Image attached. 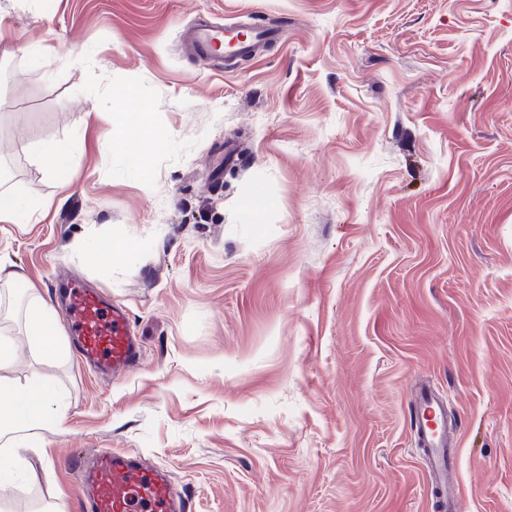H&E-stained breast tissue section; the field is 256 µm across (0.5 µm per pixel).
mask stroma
<instances>
[{
    "instance_id": "35a3bbf8",
    "label": "stroma",
    "mask_w": 512,
    "mask_h": 512,
    "mask_svg": "<svg viewBox=\"0 0 512 512\" xmlns=\"http://www.w3.org/2000/svg\"><path fill=\"white\" fill-rule=\"evenodd\" d=\"M273 28L210 70L185 30ZM0 381L51 380L9 512H82L67 462L139 453L188 512H437L416 386L460 419V512H512V0H0ZM169 134L142 170L113 104ZM73 148L51 173L39 149ZM132 239L105 267L80 246ZM127 310L139 366L40 358L23 302Z\"/></svg>"
}]
</instances>
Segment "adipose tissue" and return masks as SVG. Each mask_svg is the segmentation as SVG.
Listing matches in <instances>:
<instances>
[{"mask_svg": "<svg viewBox=\"0 0 512 512\" xmlns=\"http://www.w3.org/2000/svg\"><path fill=\"white\" fill-rule=\"evenodd\" d=\"M119 124L135 130L137 139L126 147L133 167H140L146 152L166 145L167 136L150 126L144 112L129 111L127 106L116 108ZM27 334L41 356L56 358L65 351L58 333L53 309L41 297L31 299L25 314ZM0 402L8 412L0 417V512L18 488L22 472V453L27 448L30 432L43 424L63 426L67 411L52 381L43 380L19 390L0 384Z\"/></svg>", "mask_w": 512, "mask_h": 512, "instance_id": "adipose-tissue-1", "label": "adipose tissue"}]
</instances>
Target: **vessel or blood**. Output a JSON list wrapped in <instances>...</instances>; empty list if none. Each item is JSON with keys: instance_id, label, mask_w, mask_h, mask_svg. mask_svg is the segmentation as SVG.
Wrapping results in <instances>:
<instances>
[{"instance_id": "b4317fda", "label": "vessel or blood", "mask_w": 512, "mask_h": 512, "mask_svg": "<svg viewBox=\"0 0 512 512\" xmlns=\"http://www.w3.org/2000/svg\"><path fill=\"white\" fill-rule=\"evenodd\" d=\"M227 33V28L218 26L194 29L188 37L189 50L195 57L211 59ZM68 298L67 329L77 340L80 357L115 375L136 366L141 347L125 309L89 288H71ZM411 427L427 450V475L441 512H458V451L448 445V411L433 387L415 391ZM75 468L81 473L83 512H186L185 499L167 472L135 453L102 450L92 463L79 460Z\"/></svg>"}]
</instances>
